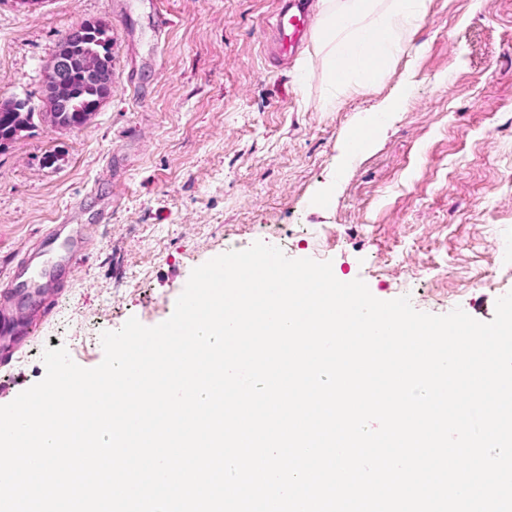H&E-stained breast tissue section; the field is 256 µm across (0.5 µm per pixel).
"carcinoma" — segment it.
<instances>
[{
    "label": "carcinoma",
    "mask_w": 512,
    "mask_h": 512,
    "mask_svg": "<svg viewBox=\"0 0 512 512\" xmlns=\"http://www.w3.org/2000/svg\"><path fill=\"white\" fill-rule=\"evenodd\" d=\"M57 46L67 58L69 69L64 82L55 88L48 121L57 128H76L81 126L77 109L100 95L91 72L112 62V39L107 31L93 27L92 20L86 19L71 27ZM11 103L18 123L32 127L36 112L29 100L15 98Z\"/></svg>",
    "instance_id": "1"
}]
</instances>
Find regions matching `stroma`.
<instances>
[{"instance_id":"1","label":"stroma","mask_w":512,"mask_h":512,"mask_svg":"<svg viewBox=\"0 0 512 512\" xmlns=\"http://www.w3.org/2000/svg\"><path fill=\"white\" fill-rule=\"evenodd\" d=\"M279 2L0 0V99L38 110L65 32L112 30V94L93 119L35 118L0 152V280L63 214L95 224L112 205L51 321L0 371L1 404L44 378V348L96 367L102 332L167 320L193 268L257 241L422 312L487 322L512 292V0H432L376 90L332 104L313 42L273 60ZM407 82L401 110L347 158L351 129Z\"/></svg>"}]
</instances>
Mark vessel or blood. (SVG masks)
Wrapping results in <instances>:
<instances>
[{
    "instance_id": "vessel-or-blood-1",
    "label": "vessel or blood",
    "mask_w": 512,
    "mask_h": 512,
    "mask_svg": "<svg viewBox=\"0 0 512 512\" xmlns=\"http://www.w3.org/2000/svg\"><path fill=\"white\" fill-rule=\"evenodd\" d=\"M311 6V0H284L282 17L274 27V41L281 57H293L309 34ZM92 230V225L74 226L64 220L49 225L38 246L16 264L6 280L0 282V332L9 338L8 343L0 344V368L10 366L23 346L21 338L12 333L13 325L25 320L15 303L16 281L26 280L37 290L42 304L35 316L39 321H48L56 295L65 288L55 274L61 267L74 266L84 255L93 242Z\"/></svg>"
}]
</instances>
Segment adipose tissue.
Instances as JSON below:
<instances>
[{
	"label": "adipose tissue",
	"instance_id": "adipose-tissue-1",
	"mask_svg": "<svg viewBox=\"0 0 512 512\" xmlns=\"http://www.w3.org/2000/svg\"><path fill=\"white\" fill-rule=\"evenodd\" d=\"M322 4L313 42L324 53L330 92L338 96L364 95L381 82L391 61L403 52L408 36L426 17L431 0H322ZM371 41L377 52L372 66L354 53ZM407 94V89H400L368 123L350 131L346 140L349 156H358L371 146Z\"/></svg>",
	"mask_w": 512,
	"mask_h": 512
}]
</instances>
